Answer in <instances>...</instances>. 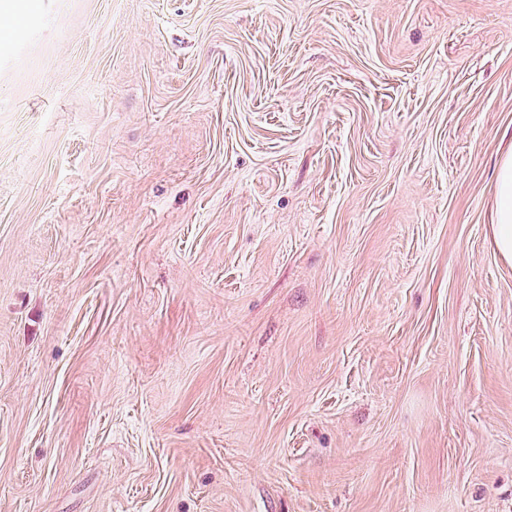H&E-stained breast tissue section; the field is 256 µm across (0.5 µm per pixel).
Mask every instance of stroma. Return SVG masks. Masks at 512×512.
I'll return each instance as SVG.
<instances>
[{
    "mask_svg": "<svg viewBox=\"0 0 512 512\" xmlns=\"http://www.w3.org/2000/svg\"><path fill=\"white\" fill-rule=\"evenodd\" d=\"M512 0H32L0 37V512H512ZM491 232L500 257L512 263V151L498 165Z\"/></svg>",
    "mask_w": 512,
    "mask_h": 512,
    "instance_id": "1",
    "label": "stroma"
}]
</instances>
